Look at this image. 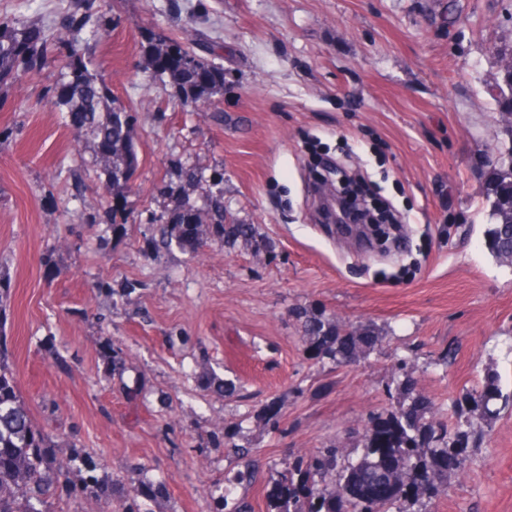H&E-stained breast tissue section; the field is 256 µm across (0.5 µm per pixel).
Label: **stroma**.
<instances>
[{
  "mask_svg": "<svg viewBox=\"0 0 512 512\" xmlns=\"http://www.w3.org/2000/svg\"><path fill=\"white\" fill-rule=\"evenodd\" d=\"M70 5L0 0V20L49 24ZM100 14L111 36L86 58L138 114L121 229L87 208L95 173L74 196L71 171L90 156L52 103L58 66L0 88V127L13 129L0 144V340L58 461L85 458L113 488L84 491L72 468L52 512H122L134 489L140 512H212L247 462L256 478L235 497L276 512L288 458L354 452L369 417L399 407L403 357L430 421L471 423L472 436L465 469L402 512H512V265L485 245L484 165L512 0H107ZM160 30L204 34L224 67L216 110L181 104L147 68ZM318 153L361 171L402 217L399 250L359 247L321 220ZM196 164L223 172L227 215L256 225L267 252L148 249L150 215L174 205L168 186L199 203L178 178ZM297 307L383 341L347 365L310 357ZM212 373L237 392L207 390ZM489 383L495 416L461 405Z\"/></svg>",
  "mask_w": 512,
  "mask_h": 512,
  "instance_id": "35a3bbf8",
  "label": "stroma"
}]
</instances>
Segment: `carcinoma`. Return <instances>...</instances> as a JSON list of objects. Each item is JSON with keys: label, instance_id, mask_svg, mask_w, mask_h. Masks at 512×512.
I'll use <instances>...</instances> for the list:
<instances>
[{"label": "carcinoma", "instance_id": "obj_1", "mask_svg": "<svg viewBox=\"0 0 512 512\" xmlns=\"http://www.w3.org/2000/svg\"><path fill=\"white\" fill-rule=\"evenodd\" d=\"M96 0H76L54 27L39 21H0V86L65 58V64L53 88L54 106L65 124L70 116L80 114L74 127L81 142L91 153L90 166L102 177L104 200L112 206V196L131 191V179L140 160L134 138L137 113L118 103L112 91L89 67L83 50L103 41L109 28L92 22ZM197 38L179 42L159 32L153 34L146 52V65L158 77L167 78L182 103L206 108L213 97L223 93V68L213 67L195 51ZM213 68L217 75L208 81L198 78L202 68ZM501 168L493 170L490 206L493 224L487 230L486 247L501 261L512 263V184L505 182ZM185 183L201 189L202 206L190 202L162 214L159 237L149 247L159 249L177 244L195 250L210 241L231 249L237 246L261 249L253 224H238L224 215L220 185L224 174L191 166L182 171ZM304 323V339L316 350V357L338 365L375 349L381 336L374 327L345 329L324 312L299 309ZM397 369L404 377L409 403L398 409L372 416L365 442L356 457L341 448H324L309 455L288 459L274 491L277 512H393L398 503L432 499L448 480V472L464 464L471 429L459 425L452 432L448 426L427 421L433 409L429 400L416 392L412 374L414 364L398 360ZM493 385L463 393L483 417L497 411L490 404L498 400ZM54 444L41 432L17 394V384L8 351L0 347V512H50L48 498L58 489H66L70 468H63L51 455ZM246 469L224 478V495L214 512H246L244 502H229L231 489L253 480ZM86 488L104 496L112 495L107 476H88Z\"/></svg>", "mask_w": 512, "mask_h": 512}]
</instances>
